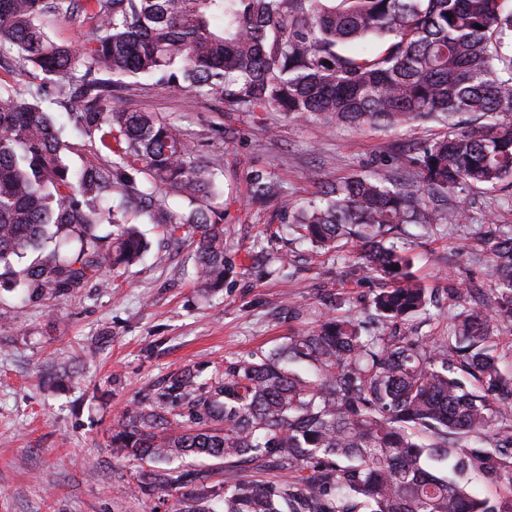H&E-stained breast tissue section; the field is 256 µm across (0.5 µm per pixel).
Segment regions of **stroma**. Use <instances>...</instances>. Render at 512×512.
I'll return each instance as SVG.
<instances>
[{"instance_id":"stroma-1","label":"stroma","mask_w":512,"mask_h":512,"mask_svg":"<svg viewBox=\"0 0 512 512\" xmlns=\"http://www.w3.org/2000/svg\"><path fill=\"white\" fill-rule=\"evenodd\" d=\"M116 103L178 123L196 153L214 159L228 273L221 290L202 291L194 248L167 241L161 225L146 220L140 230L147 250L128 269L43 300L0 288V512H178L176 497L132 495L135 477L150 467L112 448L124 411L174 375L211 382L230 363L275 349L327 312L368 314L380 281L291 240L288 214L320 180L381 178L410 166L419 146L440 131L432 122L328 130L277 114L232 112L221 100L171 92L148 75L130 79ZM50 110L65 126L71 168L107 158L90 148L63 104ZM254 170L274 177L279 197L253 200ZM452 203L466 209L471 232L512 224V190ZM403 243L435 299L430 317L414 321L412 331L446 335L458 312L448 281L489 282L484 254L443 226L410 228ZM284 256L290 265L281 264Z\"/></svg>"}]
</instances>
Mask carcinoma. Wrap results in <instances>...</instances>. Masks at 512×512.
Returning a JSON list of instances; mask_svg holds the SVG:
<instances>
[{
	"label": "carcinoma",
	"mask_w": 512,
	"mask_h": 512,
	"mask_svg": "<svg viewBox=\"0 0 512 512\" xmlns=\"http://www.w3.org/2000/svg\"><path fill=\"white\" fill-rule=\"evenodd\" d=\"M0 0V52L41 70L34 88L0 81V266L34 296L72 288L103 268L136 263L147 242L135 221L160 218L195 246L197 274L224 283V202L213 165L185 131L153 112L104 109L123 79L158 75L175 92L224 100L235 112H276L324 126L446 132L412 159L414 171L322 181L292 212L289 231L324 253L356 249L359 270L385 287L370 331L327 315L257 359L230 364L209 389L190 373L125 413L112 447L164 465L133 492L180 497V512H512V352L491 336L512 317V224L477 241L493 304L449 279L461 306L446 336L397 327L428 314V291L399 243L464 211L448 195L512 188V0ZM94 23L77 47L51 41L45 13ZM66 105L90 144L112 159L73 171L45 103ZM258 199L279 194L249 177ZM171 195L188 199L182 214ZM114 227L109 244L95 234ZM171 399L187 419L168 417ZM216 460L188 469L186 457ZM500 484L479 497L469 476Z\"/></svg>",
	"instance_id": "obj_1"
}]
</instances>
